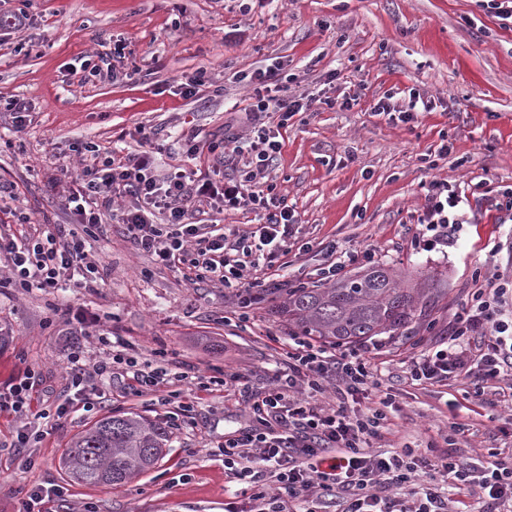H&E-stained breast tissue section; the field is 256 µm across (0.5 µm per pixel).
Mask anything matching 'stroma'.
<instances>
[{
  "label": "stroma",
  "mask_w": 512,
  "mask_h": 512,
  "mask_svg": "<svg viewBox=\"0 0 512 512\" xmlns=\"http://www.w3.org/2000/svg\"><path fill=\"white\" fill-rule=\"evenodd\" d=\"M28 12L22 31L0 28V98L23 101L31 114L23 132L0 127V184L25 186L16 206L36 219L61 221L42 176L77 145L145 149L159 168L194 170L199 161L179 151L183 131L217 141L233 134L246 146L241 113L255 70L276 69L272 95L311 106L281 127V152L266 172L297 215V247L279 274L256 269L273 291L265 302L241 311L235 288L190 283L110 224L91 236L72 227L99 262V288L0 293V388L32 375L26 420L44 434L17 453L22 420L0 416V512H19L37 483L63 489L47 512H224L242 492L225 480L224 437L252 428L245 390L285 369L295 336L276 312L282 289L321 285V268L365 249L375 264L433 276L441 290L367 354L391 395L383 450L432 442L473 463L512 455V383L478 396L465 381L418 385L405 375L412 356L447 341L477 288L512 280V223L497 209L499 192L512 188V28L480 0H33ZM117 44V79L73 74L75 60ZM199 78L204 86L185 97ZM411 88L432 111L407 124L375 112L379 99ZM435 181L476 193L456 209L444 243L423 238L419 222ZM84 317L98 324L81 336ZM104 334L139 362L185 373L176 394L109 374L88 393L93 411L57 415L71 382L69 347L103 358ZM452 400L465 434L448 429ZM126 412L168 429L157 467L121 487L71 481L62 460L72 441Z\"/></svg>",
  "instance_id": "stroma-1"
}]
</instances>
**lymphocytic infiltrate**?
<instances>
[{
	"mask_svg": "<svg viewBox=\"0 0 512 512\" xmlns=\"http://www.w3.org/2000/svg\"><path fill=\"white\" fill-rule=\"evenodd\" d=\"M272 78L268 70L251 75L261 92L245 110L248 123H260L267 113L276 112L284 126L296 113L307 111L303 98L264 95ZM279 149L275 134L266 130L250 141L247 154L255 166L243 186L231 180L199 181L184 170L164 173L146 154L104 156L97 145L77 147L79 169L63 164L44 175L52 189L61 176L71 179V188L58 203L66 223L55 224L44 236L0 225V262L8 270L0 276V289L48 292L68 273L77 274V287H98V265L69 227L80 224L92 230L115 220L138 250L162 263L186 266L190 280H241L238 304L249 308L254 286L242 280L248 258L263 250L272 257L287 253L295 222L286 198L264 191L261 184ZM462 201L447 184H432L422 222L436 241L447 239L448 211ZM228 206L264 210L265 222L254 232L200 236V215L208 210L220 214ZM511 296V280L477 289L453 322L447 348L411 357L408 378L465 379L477 387L512 381ZM379 388L362 354H333L296 342L288 355L287 375L274 376L264 392L248 398L255 426L224 439L225 475L250 487L247 508L230 502L225 512H316L328 497L341 512H448L443 489L450 484L461 495H478L487 512L512 508V458L493 452L476 467L440 452L432 442L417 453L376 451L373 444L381 437L386 416L362 402ZM330 389L336 401L323 403ZM394 487L404 489V496H392Z\"/></svg>",
	"mask_w": 512,
	"mask_h": 512,
	"instance_id": "f902f5d3",
	"label": "lymphocytic infiltrate"
}]
</instances>
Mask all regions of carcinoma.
Returning <instances> with one entry per match:
<instances>
[{
    "label": "carcinoma",
    "mask_w": 512,
    "mask_h": 512,
    "mask_svg": "<svg viewBox=\"0 0 512 512\" xmlns=\"http://www.w3.org/2000/svg\"><path fill=\"white\" fill-rule=\"evenodd\" d=\"M286 295L279 313L299 333L325 343H361L395 335L408 325L416 305L438 293L425 280L410 287L405 275L377 265L329 288H275ZM169 434L138 414L110 415L74 441L63 460L66 474L86 485H121L151 470L162 459Z\"/></svg>",
    "instance_id": "1"
}]
</instances>
